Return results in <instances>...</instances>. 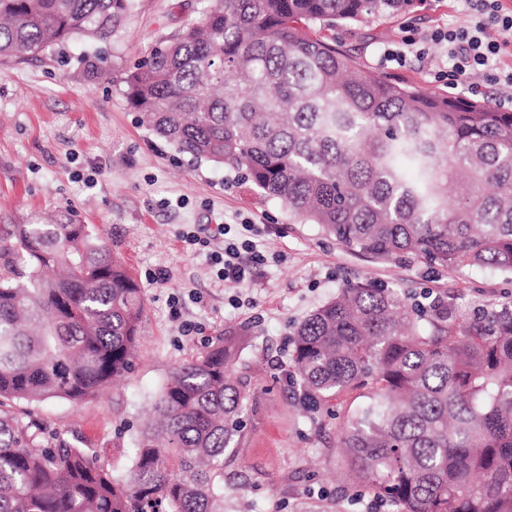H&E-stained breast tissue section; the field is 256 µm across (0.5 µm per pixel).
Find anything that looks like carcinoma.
Returning a JSON list of instances; mask_svg holds the SVG:
<instances>
[{"label": "carcinoma", "mask_w": 512, "mask_h": 512, "mask_svg": "<svg viewBox=\"0 0 512 512\" xmlns=\"http://www.w3.org/2000/svg\"><path fill=\"white\" fill-rule=\"evenodd\" d=\"M132 2L0 0V57L107 39ZM415 2L210 0L126 74L128 104L353 251L512 273V112L393 82L323 35ZM143 309L85 224L0 238V512H224L248 405L231 332L171 372L126 479L3 410L96 397L131 369ZM290 360L308 409L363 391L338 447L390 512H512V309L462 319L349 284L298 324Z\"/></svg>", "instance_id": "carcinoma-1"}]
</instances>
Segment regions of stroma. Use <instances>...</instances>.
<instances>
[{"mask_svg":"<svg viewBox=\"0 0 512 512\" xmlns=\"http://www.w3.org/2000/svg\"><path fill=\"white\" fill-rule=\"evenodd\" d=\"M199 0H136L106 40L79 38L31 56L0 58V226L64 215L85 224L124 262L144 293L143 323L130 372L96 398L14 402L45 436L92 449L118 475L155 396L173 368L225 331L240 337L238 373L247 383L246 426L224 458V512H388L354 483L337 453L359 392L329 408L300 402L290 352L294 329L348 284L366 282L442 297L460 318L512 309V274L488 266L447 272L421 259L384 260L339 244L224 167L195 163L138 121L124 77L142 52L195 18ZM468 19L466 0H418L412 11L381 15L329 31L367 70L392 81L499 99L512 112V86L449 89L426 62L381 63L403 29L424 34ZM260 225L267 261L246 286L217 279L205 254L181 241V229L208 231L242 221ZM166 279L153 282L156 272Z\"/></svg>","mask_w":512,"mask_h":512,"instance_id":"obj_1","label":"stroma"}]
</instances>
